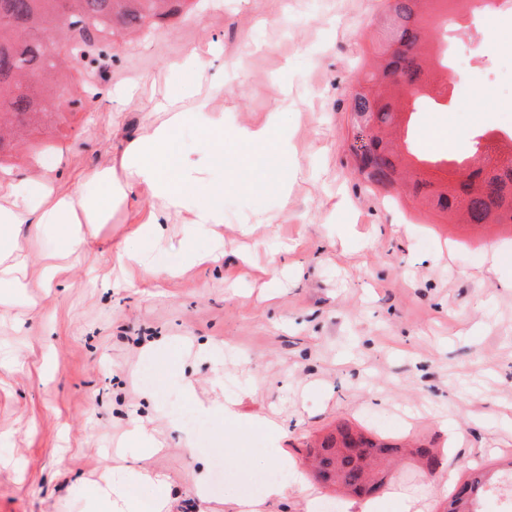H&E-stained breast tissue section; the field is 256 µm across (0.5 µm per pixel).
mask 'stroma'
Wrapping results in <instances>:
<instances>
[{"mask_svg":"<svg viewBox=\"0 0 512 512\" xmlns=\"http://www.w3.org/2000/svg\"><path fill=\"white\" fill-rule=\"evenodd\" d=\"M389 3L195 0L136 42L114 37L109 84L144 78L162 98L195 50L224 76L211 102L225 127L277 114L292 187L260 193L265 151L225 139L237 165L202 173L224 184V222L201 242L221 260L182 265L173 216L156 249L178 273L136 269L130 286L118 259L160 214L147 192L114 204L50 280L52 227L17 226L24 298L0 303V512H84L81 487L112 467L134 423L161 442L147 465L167 478L160 490L130 477L139 512L160 493L169 512H224L215 466L225 449L239 457L225 480L249 498L274 470L272 450L308 470V448L343 422L443 453L434 477L403 457L379 512H394L398 495L443 512L441 477L460 483L512 457V224L448 223L403 187L366 183L350 151L351 89L378 64ZM479 86L450 85L448 111L418 118L415 149L467 151L483 121L512 151V111L482 102ZM153 119L150 103L100 97L31 118L24 143L0 151V183L45 176L59 191L101 194L89 175L119 167ZM214 347L223 360L208 357ZM178 405L205 411L203 428L183 430Z\"/></svg>","mask_w":512,"mask_h":512,"instance_id":"stroma-1","label":"stroma"}]
</instances>
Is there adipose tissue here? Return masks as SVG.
<instances>
[{"label":"adipose tissue","mask_w":512,"mask_h":512,"mask_svg":"<svg viewBox=\"0 0 512 512\" xmlns=\"http://www.w3.org/2000/svg\"><path fill=\"white\" fill-rule=\"evenodd\" d=\"M182 77L168 85L161 101L155 102V120L146 134L132 141L125 149L121 168L122 180H114L111 169L92 173L90 180L107 187L111 196L127 198L137 189L146 190L170 214L190 213L182 240V260L194 263L201 253L199 243L212 227L224 222V187L204 183L198 176L201 168L213 164L224 154V122L214 119L203 97L205 62L198 52H190L180 65ZM193 123L205 133L197 156L170 154L175 129ZM235 139L266 147L272 164L260 172L259 183L267 189L287 190L288 179L282 161L288 155V141L274 134L272 124L260 127H233ZM109 213L99 199L83 192L59 193L47 187L42 179H30L14 185L0 203V262L11 260L20 264V251L14 229L20 224H49L56 232L58 245L66 251L80 248L84 224L104 223ZM124 467L105 470L86 502V512H137L136 504L126 494L130 478ZM305 476L294 472L290 481H271L261 494L242 500L235 493L224 497L226 512H267L270 502L287 498L289 492L303 490Z\"/></svg>","instance_id":"1"}]
</instances>
